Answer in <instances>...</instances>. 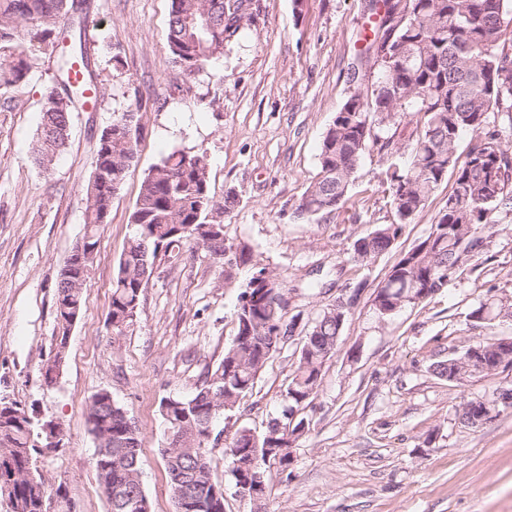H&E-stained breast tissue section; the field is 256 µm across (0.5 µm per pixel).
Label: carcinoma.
Returning <instances> with one entry per match:
<instances>
[{
	"label": "carcinoma",
	"instance_id": "obj_1",
	"mask_svg": "<svg viewBox=\"0 0 512 512\" xmlns=\"http://www.w3.org/2000/svg\"><path fill=\"white\" fill-rule=\"evenodd\" d=\"M81 0H0V87L24 82L40 54L57 55L59 79L46 88L34 147L37 165L48 170L66 147L71 112L82 94L72 85L73 64L85 61L81 35L84 17ZM375 16L364 35L362 52L377 68L370 95L352 94L326 129L318 154V173L302 196L296 214L301 218L332 215L346 203V193L366 151L374 148L385 161L384 182L391 196L393 219L379 224L356 240L354 259L364 263L388 251L404 227L422 211L436 187L451 175L452 190L437 214L435 224L417 247L397 258L372 306L381 317L409 306L412 295L424 301L441 292L457 274L472 270L471 262L491 238L500 217L512 215V146L491 119L512 112V31L499 24L498 16L512 17V0H371ZM231 0H171L168 46L181 75L195 76L210 61L224 54V43L234 35L230 23ZM211 21L203 27V17ZM134 111L113 114L112 126L103 130L97 145L92 175L85 193L83 237L96 246L103 218L112 209L113 183H122L137 157L139 127ZM415 120L409 144L395 140L391 130L404 119ZM470 134L464 160L456 147L460 136ZM236 202L228 192L223 203L210 189L209 163L205 155L174 151L151 167L144 176L129 215L134 234L129 238L115 268L108 316L112 331L121 334L133 325L144 288L156 261L189 245L224 263L229 249L224 238V212ZM283 277L266 267L256 269L238 297L236 335L224 357L207 370L188 397L167 403V424L178 425L183 441L179 450L164 454L167 473H179L171 483L176 512H224L209 509L203 493L212 488L211 459L207 441L200 434L209 423L211 393L222 391L223 409L233 411L253 391L258 376L279 346L286 343L296 323L276 304L271 290L283 291ZM56 296L76 298L85 305L84 289L62 286ZM501 313L487 300L471 313L477 321H491ZM344 323L324 310L304 336L294 375L285 389L286 405L267 429L252 435L238 429L225 453L254 456L257 472L270 464L288 470L287 456L268 453L270 448H291L309 430L303 418L289 419L294 409L306 408L318 395L324 360L336 352ZM482 355L492 368L512 365V338L480 340L462 353L433 365V372L457 383L476 374L465 357ZM110 393L92 397L88 418L101 433L99 447L112 449V457L96 468L110 512H148L146 496L137 503L127 498L129 489L142 484L139 431L128 428L126 410L108 403ZM0 398V498L7 496L22 505L21 512H40L34 506L45 480L38 470L32 479L14 480L4 490L5 479L21 472L22 450L32 459L40 449L51 447L48 434L34 412L16 407L20 417L5 414Z\"/></svg>",
	"mask_w": 512,
	"mask_h": 512
}]
</instances>
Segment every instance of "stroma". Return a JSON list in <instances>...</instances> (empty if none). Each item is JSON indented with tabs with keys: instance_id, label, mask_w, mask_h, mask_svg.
<instances>
[{
	"instance_id": "35a3bbf8",
	"label": "stroma",
	"mask_w": 512,
	"mask_h": 512,
	"mask_svg": "<svg viewBox=\"0 0 512 512\" xmlns=\"http://www.w3.org/2000/svg\"><path fill=\"white\" fill-rule=\"evenodd\" d=\"M96 34L86 45L98 85L93 112H73L69 144L50 171L33 162L56 75L41 58L28 80L0 93V397L35 405L62 422L65 446L41 462L63 485L72 512H110L99 485L96 440L86 420L91 398L108 391L136 422L143 489L151 512H175L163 451L169 443L159 405L192 394L236 334L235 310L255 268L280 273L296 340L284 344L238 408L220 416L208 443L224 512H512V405L477 428L459 420L462 401L494 399L512 386V368L458 383L432 365L473 341L512 337V317L479 323L470 313L489 299L512 301V217L497 226L475 272L393 317L371 299L400 252L424 239L451 190L445 178L392 249L354 261V243L390 223L383 162L366 153L335 215L302 220L294 211L318 171L323 134L354 91L377 74L348 67L369 26L368 0H248L250 18L208 72L183 77L167 45L171 0H88ZM122 67H114L113 55ZM137 109L136 163L112 200L109 224L71 329L54 387L42 365L57 336L60 270L84 231V196L96 146L112 115ZM205 154L216 201L235 192L224 215L228 245L248 263L226 268L203 250L183 248L157 263L133 326L108 322L112 276L132 233L129 215L149 168L170 152ZM362 286L335 354L326 361L310 427L294 443L288 470L271 467L261 503L237 493L223 440L242 427L263 432L276 416L298 360L299 336L345 289Z\"/></svg>"
}]
</instances>
